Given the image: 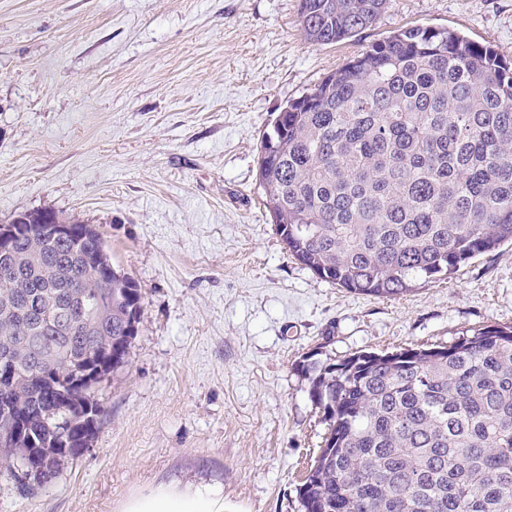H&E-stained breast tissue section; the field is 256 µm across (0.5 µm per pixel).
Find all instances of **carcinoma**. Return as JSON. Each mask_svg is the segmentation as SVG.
<instances>
[{
	"label": "carcinoma",
	"instance_id": "obj_1",
	"mask_svg": "<svg viewBox=\"0 0 512 512\" xmlns=\"http://www.w3.org/2000/svg\"><path fill=\"white\" fill-rule=\"evenodd\" d=\"M386 0H299L301 31L334 44L373 26ZM263 202L288 254L356 294L399 299L470 260L512 245V60L445 27L392 32L288 101L263 133ZM52 209L17 214V272L0 269V462L32 496L83 455L102 414L101 380L121 369L142 296L93 227L45 233ZM89 292L93 307H41ZM328 424L297 489L301 512H512V326L472 330L449 346L357 352L298 364Z\"/></svg>",
	"mask_w": 512,
	"mask_h": 512
}]
</instances>
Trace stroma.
<instances>
[{
	"mask_svg": "<svg viewBox=\"0 0 512 512\" xmlns=\"http://www.w3.org/2000/svg\"><path fill=\"white\" fill-rule=\"evenodd\" d=\"M414 25L512 58V0H387L330 45L305 39L298 0H0V224L50 208L96 225L142 296L89 450L31 497L0 473V512H122L169 484L301 512L327 432L304 356L512 325V245L378 299L297 264L262 205L260 140L286 102Z\"/></svg>",
	"mask_w": 512,
	"mask_h": 512,
	"instance_id": "obj_1",
	"label": "stroma"
}]
</instances>
